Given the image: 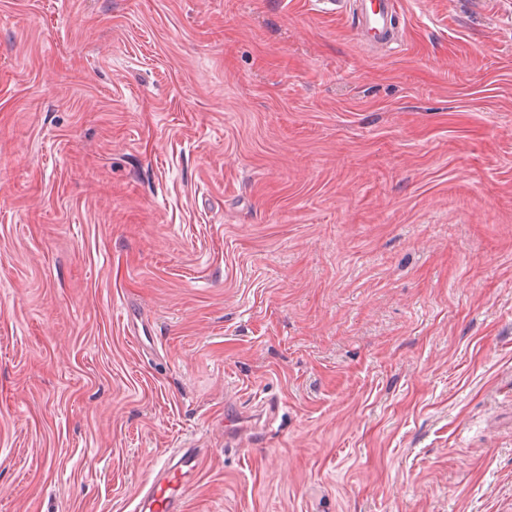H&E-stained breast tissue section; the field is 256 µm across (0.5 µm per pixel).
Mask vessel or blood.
<instances>
[{"label": "vessel or blood", "instance_id": "1", "mask_svg": "<svg viewBox=\"0 0 512 512\" xmlns=\"http://www.w3.org/2000/svg\"><path fill=\"white\" fill-rule=\"evenodd\" d=\"M322 12L353 8L367 44L393 42V22L400 10L399 0H315ZM199 458L191 450L170 457L151 483L136 494L129 512H183L182 504L197 475Z\"/></svg>", "mask_w": 512, "mask_h": 512}]
</instances>
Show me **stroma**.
<instances>
[{
	"instance_id": "obj_1",
	"label": "stroma",
	"mask_w": 512,
	"mask_h": 512,
	"mask_svg": "<svg viewBox=\"0 0 512 512\" xmlns=\"http://www.w3.org/2000/svg\"><path fill=\"white\" fill-rule=\"evenodd\" d=\"M400 2L0 0V512H512V0ZM318 12H341L351 6L359 21V29L369 45L387 44L395 40L393 22L400 10L399 0H315ZM170 457L151 483L142 487L129 512H182V504L197 477L199 457L190 448Z\"/></svg>"
}]
</instances>
